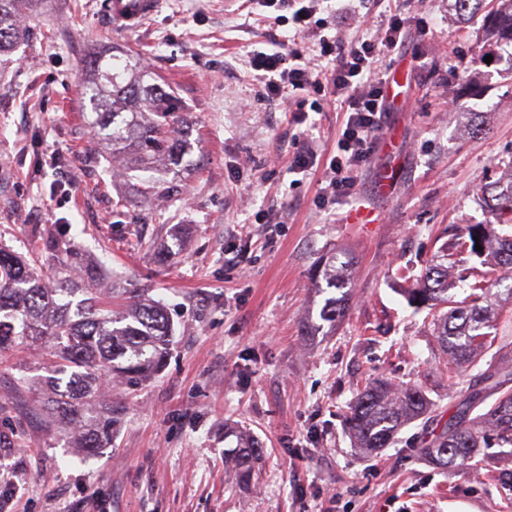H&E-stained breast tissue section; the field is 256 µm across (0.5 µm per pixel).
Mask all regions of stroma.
<instances>
[{"instance_id": "35a3bbf8", "label": "stroma", "mask_w": 512, "mask_h": 512, "mask_svg": "<svg viewBox=\"0 0 512 512\" xmlns=\"http://www.w3.org/2000/svg\"><path fill=\"white\" fill-rule=\"evenodd\" d=\"M104 2L35 0L20 13L29 40L0 55V245L53 279L66 257L34 234L52 229L101 267L102 287L147 289L174 347L150 380L114 382L112 442L90 454L48 416L39 357L0 365V512H503L512 462L497 448L446 471L419 455L421 423L367 455L343 422L377 380L422 385L442 421L458 402L432 317L408 305L399 271L424 268L448 225L489 223L482 186L512 181V62L488 60L480 17L399 0L404 87L351 194L325 197L344 112L256 100L248 77L254 43L294 22L271 27L274 9L236 0H164L126 32ZM328 6L346 40L373 35L390 8L368 0L345 23ZM115 47L143 52L192 114V166L156 173L171 194L111 176L92 139L81 76ZM300 136L312 167L294 174ZM333 254L350 264V309L311 334L326 299L313 271ZM236 427L263 448L247 487L224 458Z\"/></svg>"}]
</instances>
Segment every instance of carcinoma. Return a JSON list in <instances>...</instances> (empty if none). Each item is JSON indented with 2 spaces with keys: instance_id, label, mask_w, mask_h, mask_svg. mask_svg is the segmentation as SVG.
<instances>
[{
  "instance_id": "carcinoma-1",
  "label": "carcinoma",
  "mask_w": 512,
  "mask_h": 512,
  "mask_svg": "<svg viewBox=\"0 0 512 512\" xmlns=\"http://www.w3.org/2000/svg\"><path fill=\"white\" fill-rule=\"evenodd\" d=\"M20 0H0V53L9 52L26 37L18 24ZM464 16L483 13V26L495 43L512 47V0L486 10V0H455ZM82 94L89 96L87 117L93 139L105 145L121 162V171L149 172L177 165L189 154L186 136L190 113L181 111L174 91L146 80L139 54L124 57L95 55L89 74L82 78ZM484 199L496 223L512 224V182L483 188ZM448 239L437 255L415 274L406 270L411 287L407 302L433 315L436 338L448 356V380L460 384L461 373L475 358L489 351L494 338L487 332L506 303L512 304V286L492 293L490 275L497 283L512 279V234L497 232L487 224H466L444 231ZM479 240H474V237ZM480 245L482 250L475 249ZM493 257L495 270L473 274L469 294L456 301L448 296V262L453 252ZM319 275L326 287L341 295L326 299L319 317L331 325L350 309L348 278L336 256L325 261ZM94 268L68 269L51 284L22 256L0 246V359L25 347L50 353L47 368L52 384L51 416L61 425H78L104 381L114 377L146 381L164 365L173 341V327L164 307L142 288H121L122 311L98 296ZM455 414L433 435L424 453L437 467L448 469L468 463L486 447L487 433L500 448H512V365L491 361L481 373V386L461 388ZM436 404L419 385L392 387L384 382L366 385L349 407L344 424L364 452L375 453L394 444L395 435L408 422L432 413ZM111 420L98 419L89 433L80 434V447L93 451L110 439ZM260 445L239 434L226 450L243 484L253 477L251 463Z\"/></svg>"
}]
</instances>
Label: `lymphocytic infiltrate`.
<instances>
[{
  "label": "lymphocytic infiltrate",
  "instance_id": "lymphocytic-infiltrate-1",
  "mask_svg": "<svg viewBox=\"0 0 512 512\" xmlns=\"http://www.w3.org/2000/svg\"><path fill=\"white\" fill-rule=\"evenodd\" d=\"M258 2L281 11L295 8L304 19L294 34L270 35L264 48L252 50L250 67L260 86L258 95L274 101L284 99L291 89L305 91L315 96L310 104L314 111L325 95L345 104L346 120L327 171L332 193H350L355 185L353 172L372 153L392 108L385 59L402 54L405 20L392 15L372 37L345 42L324 35L323 25H310L320 0H307L301 7L296 0Z\"/></svg>",
  "mask_w": 512,
  "mask_h": 512
}]
</instances>
